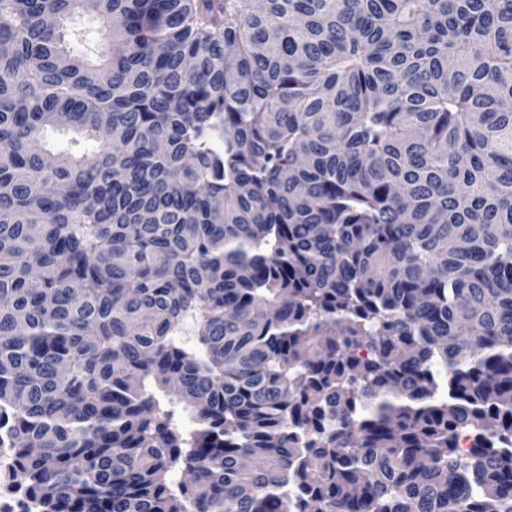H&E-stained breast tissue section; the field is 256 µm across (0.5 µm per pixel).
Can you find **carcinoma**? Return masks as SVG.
<instances>
[{
  "instance_id": "1",
  "label": "carcinoma",
  "mask_w": 512,
  "mask_h": 512,
  "mask_svg": "<svg viewBox=\"0 0 512 512\" xmlns=\"http://www.w3.org/2000/svg\"><path fill=\"white\" fill-rule=\"evenodd\" d=\"M1 438L42 512H512V0H0Z\"/></svg>"
}]
</instances>
